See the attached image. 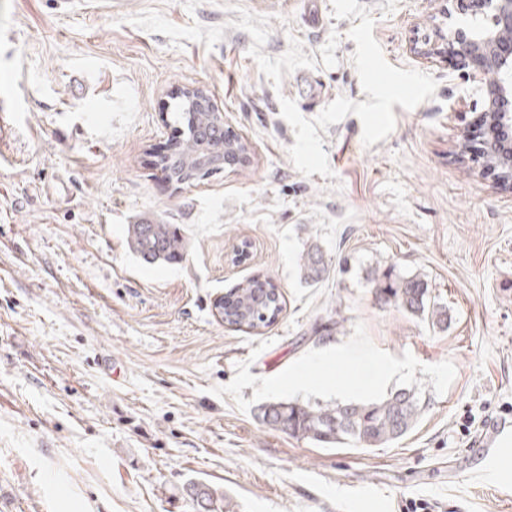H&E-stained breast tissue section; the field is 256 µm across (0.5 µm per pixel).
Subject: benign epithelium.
<instances>
[{"mask_svg":"<svg viewBox=\"0 0 512 512\" xmlns=\"http://www.w3.org/2000/svg\"><path fill=\"white\" fill-rule=\"evenodd\" d=\"M482 18V23L472 28L459 27L442 42L430 47H413L417 55L451 53L465 69L472 57L483 60L481 73L495 79L488 107L495 111L497 121L506 131L512 130V0H446L443 13L454 12Z\"/></svg>","mask_w":512,"mask_h":512,"instance_id":"benign-epithelium-1","label":"benign epithelium"}]
</instances>
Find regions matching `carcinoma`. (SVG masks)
<instances>
[{"instance_id":"obj_1","label":"carcinoma","mask_w":512,"mask_h":512,"mask_svg":"<svg viewBox=\"0 0 512 512\" xmlns=\"http://www.w3.org/2000/svg\"><path fill=\"white\" fill-rule=\"evenodd\" d=\"M173 122L185 127L170 153L157 157L156 167L179 184L198 176L203 169L245 166L250 163L247 143L224 126L218 109L191 111L186 95L176 96ZM127 246L147 264L181 262L187 241L176 224L144 219L127 227ZM300 277L313 286L326 271L324 254L312 242L303 251L299 263ZM368 281L375 296L411 315L441 325L448 312L432 298L427 280L419 275H403L395 267L373 269ZM282 312V296L269 281L250 280L224 301L221 320L238 329L257 331L268 327ZM424 404L416 391L398 389L374 401H339L324 405L278 401L261 408L264 426L286 431L297 439L323 448L354 445L376 448L399 440L417 424ZM200 512H228L224 492L202 482L190 485Z\"/></svg>"}]
</instances>
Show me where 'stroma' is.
<instances>
[{
  "mask_svg": "<svg viewBox=\"0 0 512 512\" xmlns=\"http://www.w3.org/2000/svg\"><path fill=\"white\" fill-rule=\"evenodd\" d=\"M400 69L433 76L432 99L393 105L372 146L355 115L321 132L332 176L302 175L280 97L315 118L337 97L368 101L331 0H0V102L16 137L0 149V512H195L210 483L235 512H512V447L479 457L491 420L512 417V189L460 144L490 76L413 41L467 22L442 0H359ZM267 16L262 54L291 38L316 61L273 84L248 54L240 9ZM223 26L214 48L127 24ZM95 77L81 84L82 68ZM322 90L303 99L301 76ZM205 87L251 146L249 168L165 181L179 136L173 92ZM141 217L179 225L177 264L126 244ZM318 242L326 279L300 278ZM249 244L250 257L233 250ZM428 280L448 323L378 301L368 271ZM253 277L284 308L260 332L225 326L214 302ZM390 365L360 385L368 361ZM417 391L424 411L381 448H321L262 426L273 401H370Z\"/></svg>",
  "mask_w": 512,
  "mask_h": 512,
  "instance_id": "35a3bbf8",
  "label": "stroma"
}]
</instances>
